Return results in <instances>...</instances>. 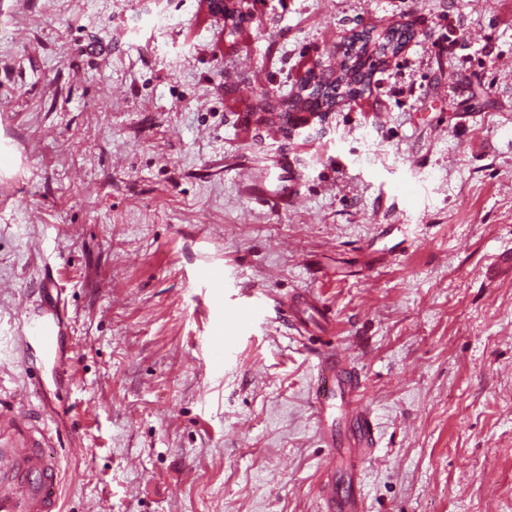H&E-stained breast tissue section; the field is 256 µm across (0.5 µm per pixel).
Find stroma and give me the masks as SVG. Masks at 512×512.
Instances as JSON below:
<instances>
[{
	"label": "stroma",
	"instance_id": "35a3bbf8",
	"mask_svg": "<svg viewBox=\"0 0 512 512\" xmlns=\"http://www.w3.org/2000/svg\"><path fill=\"white\" fill-rule=\"evenodd\" d=\"M244 9L0 0V448L53 458L56 512H320L329 349L376 424L366 512H512V0ZM397 22L364 98L260 121ZM284 155L292 200L249 198ZM302 290V334L266 310L213 369L218 312ZM54 300L73 380L19 348Z\"/></svg>",
	"mask_w": 512,
	"mask_h": 512
}]
</instances>
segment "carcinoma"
<instances>
[{"instance_id": "1", "label": "carcinoma", "mask_w": 512, "mask_h": 512, "mask_svg": "<svg viewBox=\"0 0 512 512\" xmlns=\"http://www.w3.org/2000/svg\"><path fill=\"white\" fill-rule=\"evenodd\" d=\"M413 36L414 31L408 23L395 24L380 33L366 28L353 32L349 50L336 59V77L328 81L309 76L301 86L300 94L292 99V106L298 108L309 104L329 112L344 99L363 97L370 91L372 72L359 66L355 59L369 52L380 58L390 54L394 56ZM259 106L262 111L278 117L281 121L280 132L283 137H288L289 112L284 110V102L272 99L265 92Z\"/></svg>"}]
</instances>
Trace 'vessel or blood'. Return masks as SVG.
<instances>
[{
	"label": "vessel or blood",
	"mask_w": 512,
	"mask_h": 512,
	"mask_svg": "<svg viewBox=\"0 0 512 512\" xmlns=\"http://www.w3.org/2000/svg\"><path fill=\"white\" fill-rule=\"evenodd\" d=\"M21 346L26 357L53 368L64 367L61 322L56 309L48 308L29 317L23 325ZM359 381L347 371L333 351L319 357L311 385L318 432L327 444L335 446L338 421L351 431L350 441L360 450L375 448V424L372 415L358 402ZM347 479H336L335 466H327V480L320 495L321 512H363V469L359 458H350ZM0 512H49L60 497L59 481L53 461L33 448L13 459L8 449L0 448Z\"/></svg>",
	"instance_id": "1"
}]
</instances>
